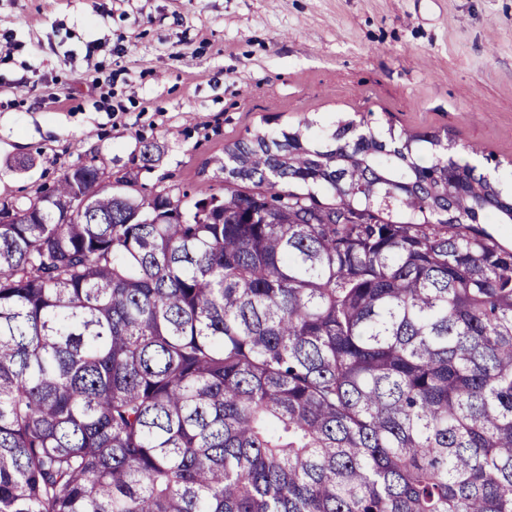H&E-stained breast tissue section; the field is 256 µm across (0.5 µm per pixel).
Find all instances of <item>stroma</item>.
I'll return each instance as SVG.
<instances>
[{"label":"stroma","mask_w":512,"mask_h":512,"mask_svg":"<svg viewBox=\"0 0 512 512\" xmlns=\"http://www.w3.org/2000/svg\"><path fill=\"white\" fill-rule=\"evenodd\" d=\"M359 114L512 178V0H0V203L92 158L219 194L225 145Z\"/></svg>","instance_id":"obj_1"}]
</instances>
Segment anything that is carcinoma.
Instances as JSON below:
<instances>
[{
	"label": "carcinoma",
	"mask_w": 512,
	"mask_h": 512,
	"mask_svg": "<svg viewBox=\"0 0 512 512\" xmlns=\"http://www.w3.org/2000/svg\"><path fill=\"white\" fill-rule=\"evenodd\" d=\"M364 124L0 205V512H512V191Z\"/></svg>",
	"instance_id": "obj_1"
}]
</instances>
